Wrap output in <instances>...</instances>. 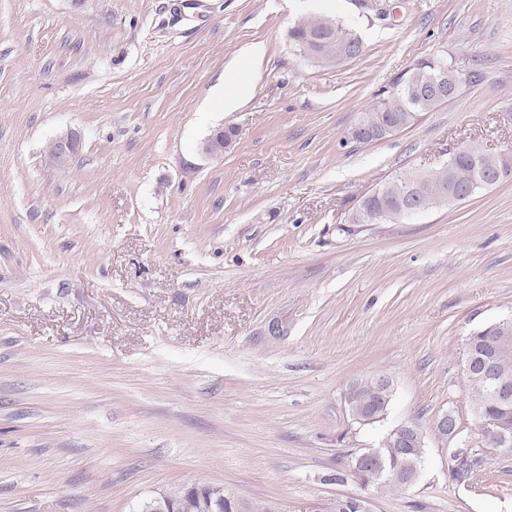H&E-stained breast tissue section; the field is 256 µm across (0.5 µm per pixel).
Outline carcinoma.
I'll return each instance as SVG.
<instances>
[{
    "instance_id": "obj_1",
    "label": "carcinoma",
    "mask_w": 512,
    "mask_h": 512,
    "mask_svg": "<svg viewBox=\"0 0 512 512\" xmlns=\"http://www.w3.org/2000/svg\"><path fill=\"white\" fill-rule=\"evenodd\" d=\"M290 37L299 54L317 59L328 44L336 45V62L354 59L362 54L363 45L352 32L330 19L317 17L297 24ZM443 74L452 81L458 70L444 58L428 57L416 61L413 66L399 76L391 87L379 93L377 101L363 113L364 122L375 125L379 114H386L399 128L413 125L416 116L443 104L431 92L434 76ZM512 172V152L498 154L473 148L449 157L448 161L430 173L399 176L376 189L377 198L372 202L376 207H384L397 213L407 202L415 203L424 211L452 204L451 195L471 190L476 183L483 181L486 186H494L492 178L504 172ZM498 330L494 324H487L470 333L471 342L480 355L495 357L499 372L512 377V339L496 342ZM473 389L468 391V399L476 423L487 420L501 423L512 430V402L502 403L491 398L481 378L475 373L471 378ZM367 452L380 460L376 470L360 468L352 477L360 482L378 481L391 488H404L408 479L421 474L425 462V449L400 448L386 437L377 448ZM483 471V461L460 470H451L450 478L471 482ZM196 512H235V503L224 500L220 507L209 498L195 502Z\"/></svg>"
}]
</instances>
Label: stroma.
<instances>
[{"instance_id":"stroma-1","label":"stroma","mask_w":512,"mask_h":512,"mask_svg":"<svg viewBox=\"0 0 512 512\" xmlns=\"http://www.w3.org/2000/svg\"><path fill=\"white\" fill-rule=\"evenodd\" d=\"M313 16L358 35L335 65L296 51ZM240 107L205 112L246 51ZM444 56L462 93L367 144L379 89ZM237 136L202 154L219 127ZM79 135L70 167L47 148ZM512 151V0H0V512H134L197 483L274 512H512V453L482 449L462 373L473 329L512 319V179L410 219L360 199L463 146ZM387 376L383 420L350 385ZM426 433L409 490L364 491L352 457ZM364 389V385L362 382H357L352 384L348 390L346 395V401L351 404V412L355 418L360 419V416L366 415L368 405L370 400L362 396L363 391L366 395H368L372 400L378 399V388L372 383L368 382L367 386ZM384 410L381 405H375L373 410H371L365 418L375 417L369 424L365 426L372 425L384 419Z\"/></svg>"}]
</instances>
